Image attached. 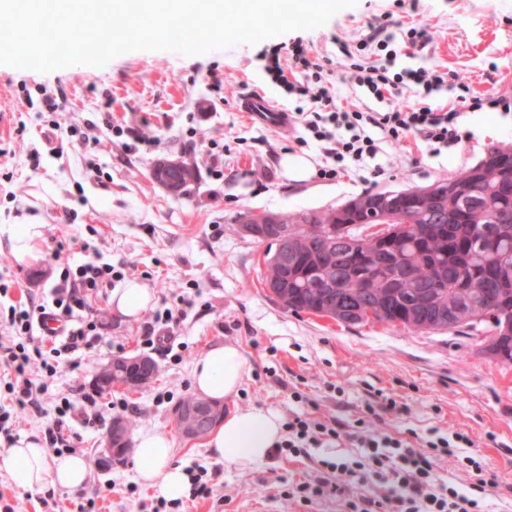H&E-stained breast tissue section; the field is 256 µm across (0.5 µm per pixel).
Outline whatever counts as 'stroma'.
Listing matches in <instances>:
<instances>
[{
	"instance_id": "obj_1",
	"label": "stroma",
	"mask_w": 512,
	"mask_h": 512,
	"mask_svg": "<svg viewBox=\"0 0 512 512\" xmlns=\"http://www.w3.org/2000/svg\"><path fill=\"white\" fill-rule=\"evenodd\" d=\"M391 13L400 30L420 24L433 41L426 48L401 46L398 66L450 70L477 94L512 97V0H421L411 11L405 0H355L325 25L303 32L314 53L337 55L331 40L350 39ZM259 46L237 44L187 56L171 51H134L107 65H73L49 73L0 65V225L38 218L44 234L32 261L21 263L0 246V305L43 303L64 267L89 258L112 264L125 280L152 294L137 316L112 305V286L90 300L100 339L84 350L79 369L63 368L45 379L43 415L20 414L15 438L43 440L44 416L69 395L70 426L80 436L78 452L89 464L79 490L22 491L0 467V495L15 512H153L158 498L136 477L134 458L117 463L103 453L113 402L134 408L133 435L149 430L173 434L171 411L192 395V371L210 348L232 344L246 363L238 395L225 399V413L251 406L288 416L306 411L317 419L351 425L366 402L393 396L400 412L384 414L377 429L394 436L433 430L461 432L474 443L469 453L485 456L498 486L480 512H512V365L493 360L483 348L489 329L479 323L458 332L414 334L380 324L344 326L326 318L296 315L277 303L263 278L265 245L235 230L238 216L253 212L322 211L359 194L424 186L476 164L488 149L512 146V110L486 108L460 120L463 139L432 153L422 142L388 147L376 162L385 170L376 182L351 171L333 181L315 176L286 178L281 160L288 134L252 124L238 110L244 90L266 94L294 111L297 97L271 83ZM222 79V91L211 87ZM64 94L62 126L99 138L90 149L66 147L55 155V138L43 133L51 116L39 87ZM146 125L155 146L134 148L107 132L105 122ZM229 145L224 177L211 174L210 142ZM174 155L194 165L198 180L174 197L156 185L150 167ZM191 297L173 336L148 349L143 328L178 296ZM150 354L159 366L156 380L137 391L98 395L106 422L85 424L83 393L92 392L98 368L112 356ZM307 396L295 403L292 391ZM175 465H200L214 472L205 500H184L178 512H336L333 502L302 509L283 500L281 486L312 478L318 450L310 454L238 468L211 456L204 441L175 437Z\"/></svg>"
}]
</instances>
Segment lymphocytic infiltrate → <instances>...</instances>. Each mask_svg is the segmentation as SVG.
Here are the masks:
<instances>
[{
    "label": "lymphocytic infiltrate",
    "mask_w": 512,
    "mask_h": 512,
    "mask_svg": "<svg viewBox=\"0 0 512 512\" xmlns=\"http://www.w3.org/2000/svg\"><path fill=\"white\" fill-rule=\"evenodd\" d=\"M396 35L389 20L370 26L367 35L356 41L338 40L337 46L352 81L377 100H390L384 111H348L338 107L330 85L334 61L330 56L311 57L303 41L293 42L288 50L273 48L266 57V72L271 81L287 94L305 97L308 110L296 112V124L305 133L296 137L298 147L317 143L323 162L316 171L318 179L332 181L350 168L372 167L374 176L384 173L374 160L382 145H403L409 138L428 144L433 152L458 145L457 110L432 107L429 97L449 87L464 92V105L472 110L504 105L501 97L468 94L467 84L454 72L433 69L397 68ZM299 79H290V71ZM421 87V102L396 104L404 88ZM111 264L89 261L76 269H63L51 289V304L28 309L9 308L6 321L12 334L0 339V371L15 409L25 411L38 405L34 374L54 376L58 357L90 348L98 341L97 325L87 314L88 295L111 283ZM70 322L64 341L43 349L35 334L48 312ZM73 404L61 398L54 417L47 421L44 439L56 453L76 447L78 436L69 426ZM394 398L367 404L366 419L356 427L345 428L336 420L311 419L308 414H294L285 422L288 436L277 443L274 456L296 453L301 448H332L350 442L359 454L351 459L326 460L322 476L282 489L284 499H293L308 507L320 501L342 502L346 512H474L478 499L495 487V477L480 461H473L472 476L465 486L443 481L436 473L440 461L455 456L468 445L467 435L433 433L418 443L374 429L371 419L381 413L399 412Z\"/></svg>",
    "instance_id": "obj_1"
}]
</instances>
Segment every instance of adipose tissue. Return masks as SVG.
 <instances>
[{
	"label": "adipose tissue",
	"mask_w": 512,
	"mask_h": 512,
	"mask_svg": "<svg viewBox=\"0 0 512 512\" xmlns=\"http://www.w3.org/2000/svg\"><path fill=\"white\" fill-rule=\"evenodd\" d=\"M245 361L231 344L208 350L197 362L193 387L212 400L237 395L243 382ZM283 418L278 411L251 407L225 417L210 435L207 446L229 465H249L264 461L283 435ZM174 444L164 433L149 431L136 442L138 478L162 498L177 500L189 490L187 474L174 465ZM6 468L12 484L23 490L83 487L88 462L78 455L48 458L44 447L34 441L21 442L10 450Z\"/></svg>",
	"instance_id": "ef3b65f1"
}]
</instances>
